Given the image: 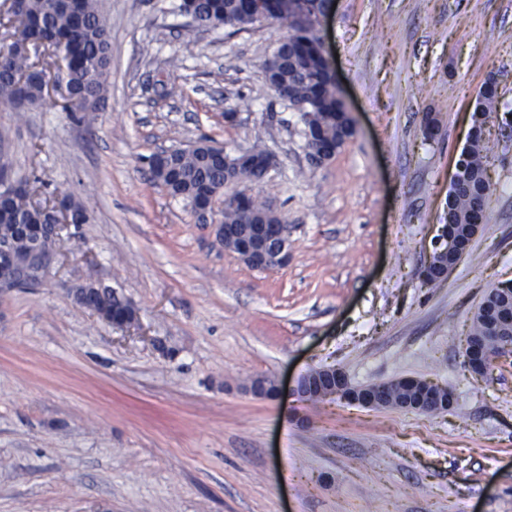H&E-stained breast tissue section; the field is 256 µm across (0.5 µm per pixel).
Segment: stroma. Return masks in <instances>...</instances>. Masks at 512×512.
Instances as JSON below:
<instances>
[{
  "instance_id": "obj_1",
  "label": "stroma",
  "mask_w": 512,
  "mask_h": 512,
  "mask_svg": "<svg viewBox=\"0 0 512 512\" xmlns=\"http://www.w3.org/2000/svg\"><path fill=\"white\" fill-rule=\"evenodd\" d=\"M100 3L103 107L79 120L0 107V165L89 213L41 287L0 293V512H512V357L484 379L463 357L485 295L512 282V0H332L316 32L355 134L317 168L262 74L287 21L189 33L175 0ZM492 76L485 221L427 288ZM204 137L273 155L241 187L287 217L288 265L248 268L152 181L153 154ZM88 282L137 324L82 308L72 290ZM322 366L361 386L432 380L456 403L429 415L301 399L298 379ZM261 376L277 397L248 391ZM89 304L95 308L100 309L107 307L111 312L112 316L106 312V310L93 311L101 319L112 325L113 328L128 329L133 327L137 323V313L135 308L127 302V310L123 313H116L115 311H122V299L119 298L110 288H105L101 293H96L89 297ZM133 313V318L130 317V313Z\"/></svg>"
}]
</instances>
